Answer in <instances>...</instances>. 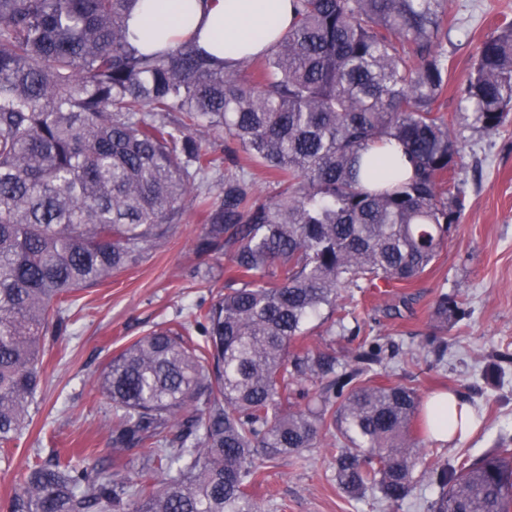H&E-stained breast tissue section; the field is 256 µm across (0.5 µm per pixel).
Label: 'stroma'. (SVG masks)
I'll use <instances>...</instances> for the list:
<instances>
[{"mask_svg":"<svg viewBox=\"0 0 512 512\" xmlns=\"http://www.w3.org/2000/svg\"><path fill=\"white\" fill-rule=\"evenodd\" d=\"M507 20H512V0H448V85L436 107L453 120L452 133L463 148L454 177L464 189V209L447 244L413 283L343 297L346 333L327 332L317 319L308 325L307 342L317 352L348 356L366 339L394 348L380 367L378 383L401 381L425 399L451 391L470 404L481 423L454 444L436 442L423 422L415 424L423 453L454 464L512 437V362L501 360L502 354L512 355V116L499 131L485 133L460 109L482 41ZM201 232L198 215L188 211L167 242L141 264L110 284L79 292L67 331L46 341L33 424L11 449L9 462H0V505L11 495L18 471L52 455L96 454L111 465L105 428L110 410L97 379L114 354L156 324L192 321L194 304L209 298L193 275L195 267L213 263L192 251ZM445 292L464 300L462 321L443 324L433 317V306ZM432 336L448 341L442 361H435L427 344ZM338 449L328 435L301 456L261 461L257 495L264 512H428L438 489L425 477L393 511L375 491L350 498L336 481Z\"/></svg>","mask_w":512,"mask_h":512,"instance_id":"1","label":"stroma"}]
</instances>
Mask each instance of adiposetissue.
I'll return each mask as SVG.
<instances>
[{
  "instance_id": "obj_1",
  "label": "adipose tissue",
  "mask_w": 512,
  "mask_h": 512,
  "mask_svg": "<svg viewBox=\"0 0 512 512\" xmlns=\"http://www.w3.org/2000/svg\"><path fill=\"white\" fill-rule=\"evenodd\" d=\"M292 19L291 0H139L127 25L145 51L196 38L199 47L226 64L271 48ZM432 437L452 442L474 422L469 405L444 392L429 398Z\"/></svg>"
}]
</instances>
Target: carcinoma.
Masks as SVG:
<instances>
[{
    "mask_svg": "<svg viewBox=\"0 0 512 512\" xmlns=\"http://www.w3.org/2000/svg\"><path fill=\"white\" fill-rule=\"evenodd\" d=\"M138 0H0V458L32 422L44 341L62 335L76 293L139 265L188 210L197 271L224 291L193 322L153 330L97 380L112 407L115 457L138 450L150 482L86 457L35 462L5 512H262L258 455H301L332 432L336 481L393 508L416 473L431 512H512V448L460 466L431 461L413 435L420 400L373 384L383 347L351 361L303 343L342 291L417 280L458 223L447 183L460 149L435 113L448 83L447 0H292V24L263 60L228 67L193 39L142 53ZM462 100L476 128L512 110V24L483 40ZM227 136L280 178L269 198L246 174L213 180ZM402 147L400 178L370 151ZM466 315L443 293L434 316Z\"/></svg>",
    "mask_w": 512,
    "mask_h": 512,
    "instance_id": "cac0c4a2",
    "label": "carcinoma"
}]
</instances>
